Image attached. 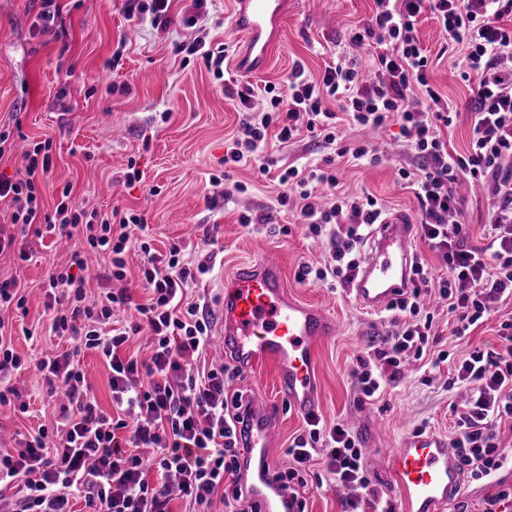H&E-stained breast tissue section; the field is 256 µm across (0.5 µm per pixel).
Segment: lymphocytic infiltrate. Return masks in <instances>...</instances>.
I'll return each instance as SVG.
<instances>
[{"label":"lymphocytic infiltrate","mask_w":512,"mask_h":512,"mask_svg":"<svg viewBox=\"0 0 512 512\" xmlns=\"http://www.w3.org/2000/svg\"><path fill=\"white\" fill-rule=\"evenodd\" d=\"M373 15L351 31L354 43L377 47V78L364 80L355 64L339 61L326 67L321 79L309 78L294 65L287 93L265 86L266 104L256 107L249 84L226 86L224 95L238 104V127L225 163L258 159L260 173L276 160L270 142L288 144L302 133L326 144L336 141V114L328 106L336 98L340 110L360 127L398 123L408 149L419 165L399 168L401 179L413 182L420 214L421 237L447 269L437 282L439 295L454 313L457 334L477 325L491 300L512 296V0H374ZM435 16L450 41L463 45L461 61L450 70L471 82L467 109L473 115L466 153L452 155L441 130L450 126L455 108L430 83L425 55L415 25L420 15ZM51 142L26 150L15 175L0 174V200L8 202L10 225H0V255L30 254L17 245L15 227H34L36 235L79 240L68 262L56 267L45 284V307L52 313L50 331L70 348L43 356L35 366L48 394L63 391L51 425L0 450V486L17 490L16 501H0V512H72L80 498L90 512H172L181 500L184 512H212L223 503L231 512H246L238 475L234 439L240 395H227L229 368H210L206 354L212 338L207 304L191 302L192 285L209 273L207 262H193L187 247L175 240L157 251L150 240L139 243V279L147 292L135 303L128 287L126 253L131 228L146 220L131 209H113L104 216L75 204L63 187L52 211L41 206L40 185L53 166ZM333 158L300 169H282L279 204L299 212L311 238L325 241L330 260L324 266H301L299 281L327 285L351 281L359 266L365 229L384 223L387 208L367 194L338 189ZM466 178L474 185L494 183L489 209L492 252L467 244L469 227L457 221L460 212L453 184ZM333 188L321 200L316 185ZM106 262L105 286L90 298L85 276L88 254ZM412 269L416 286L392 305L403 316L397 329L369 345L351 372L359 392L372 398L382 385L399 381L405 361L421 358L432 345L433 318L420 304L422 287L432 282L422 260ZM117 307L135 308L138 317L116 322ZM148 333L150 354L140 358L131 345ZM500 350L473 349L455 368L456 381L467 392L457 430L449 446L461 469L480 480L503 462L500 426L512 420V320L502 322ZM96 353L110 370L111 410L102 409L81 369V357ZM27 362L12 340L0 331V405L21 399L17 381ZM152 449L144 459L143 449ZM291 462L283 472L289 488L303 485L315 461L344 486L343 512H394L379 496L367 474L359 441L341 425L329 426L312 415L288 448Z\"/></svg>","instance_id":"f902f5d3"}]
</instances>
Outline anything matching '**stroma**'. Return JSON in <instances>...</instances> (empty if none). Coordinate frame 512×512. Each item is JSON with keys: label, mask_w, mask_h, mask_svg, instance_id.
<instances>
[{"label": "stroma", "mask_w": 512, "mask_h": 512, "mask_svg": "<svg viewBox=\"0 0 512 512\" xmlns=\"http://www.w3.org/2000/svg\"><path fill=\"white\" fill-rule=\"evenodd\" d=\"M58 3L68 28L67 37L60 40L32 35L37 0H0V127H21L31 142L52 141L54 165L51 186L42 196L45 210H52L56 189L67 185L76 205L86 209L104 215L116 207L142 212L147 227L133 230L132 237H149L158 251H165L176 239L191 241V259L212 260V271L193 291L212 309L220 301L222 279L239 263L266 254L275 257L291 294L326 307L336 319L335 335L320 340L314 350L322 393L320 414L326 423H342L354 432L372 486L396 499L397 489L387 475L389 455L407 434L421 428L453 436L455 410L463 401L460 389L448 387L453 362L476 347L499 350V325L512 320V298L493 300L491 313L464 336L456 334L457 322L445 303L429 304L436 337L432 354L407 364L402 379L387 386L377 399L362 400L351 371L365 354L370 337L388 329L390 313L361 309L346 287L299 282V266L328 263L327 251L306 236L296 213L278 205L281 188L274 175H260L251 159L229 169L224 166L238 126L236 104L224 96L225 82L243 78L260 91L265 85L283 83L298 62L317 79L339 57L354 58L365 73H372V47L350 44L347 30L371 15L373 0H297L269 66L247 77L234 66L244 45L231 25V0H208L206 19L192 28L180 23L191 0H174L173 22L166 28L130 20L126 0ZM416 34L429 55L430 83L461 108L443 133L448 150L465 153L472 132V118L464 109L469 88L448 72L463 50L449 43L430 14L419 17ZM197 38L206 48L223 49V75H215L189 51ZM122 84L128 85V92H119ZM339 124L346 145L368 140L390 146L379 164H342V188L370 193L389 212L417 223L414 188L396 173L397 166H415L398 125L365 130L344 117ZM131 162L141 179L128 185L121 177ZM226 172L248 187L247 194L231 203L224 200L223 186L212 182ZM454 191L462 202L470 245L490 247V193L465 179L455 184ZM243 210L265 211L271 221L243 226L238 222ZM285 224L292 228L286 236L278 232ZM25 244L31 261L21 264L11 255L0 256V278L14 277L25 284L28 313L6 311L0 318L12 322L13 346L33 364L63 348L49 333L41 287L54 267L67 261L73 244L32 234ZM440 352L446 355L441 362L436 359ZM19 388L29 405L27 412L0 405V446L6 448L12 447L15 436L53 418L54 405L37 378L27 377ZM227 391L275 400L276 368L265 363L249 374L234 376ZM510 487L512 468L507 467L489 482L464 479L447 512H485L493 500L498 512H512V500L497 499L501 490ZM298 493L306 512H342V489L323 465H315Z\"/></svg>", "instance_id": "35a3bbf8"}]
</instances>
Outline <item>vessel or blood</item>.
<instances>
[{"mask_svg":"<svg viewBox=\"0 0 512 512\" xmlns=\"http://www.w3.org/2000/svg\"><path fill=\"white\" fill-rule=\"evenodd\" d=\"M294 7V0H235L232 25L246 48L239 71L257 73L266 67ZM411 248V227L401 218L371 231L366 259L348 288L361 309L382 312L410 291ZM336 329L326 308L289 294L283 271L272 258L242 263L229 277L214 324L220 357L244 373L262 361L277 369V400L250 402L243 412L238 464L245 504L254 512L296 508L272 460L278 406L286 404L299 417L318 412L314 346ZM388 470L399 492V512H446L462 487L457 458L447 438L436 434L407 436L392 453Z\"/></svg>","mask_w":512,"mask_h":512,"instance_id":"b4317fda","label":"vessel or blood"}]
</instances>
